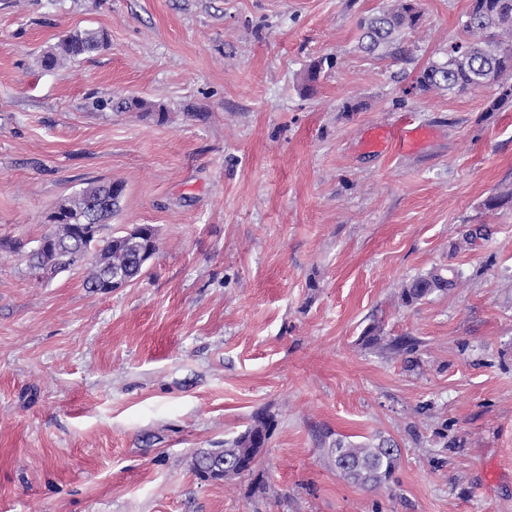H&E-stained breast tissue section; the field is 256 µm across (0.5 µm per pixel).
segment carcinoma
Here are the masks:
<instances>
[{
  "label": "carcinoma",
  "mask_w": 512,
  "mask_h": 512,
  "mask_svg": "<svg viewBox=\"0 0 512 512\" xmlns=\"http://www.w3.org/2000/svg\"><path fill=\"white\" fill-rule=\"evenodd\" d=\"M422 14L418 0H399L392 9L368 18L363 25L365 49L376 51L392 43L408 31L415 30ZM108 43L102 30H75L61 37L56 44L43 52L41 65L55 69L66 62L75 61L103 50ZM336 65V58L323 56L313 60L306 71V81L316 83L321 74ZM497 90L489 111L500 109L512 100V0H471L462 34L450 45L443 61H433L415 76L411 89L430 92L446 89L457 93L479 89ZM118 112H145L165 119V112L139 98H123L113 102ZM122 182H93L56 207L62 215L57 232L71 243L60 252L46 253L35 250L28 254L27 265L31 273L55 271L57 267L70 268L78 261L84 247L91 246L87 260V274L83 282L87 292L105 294L112 291V282L104 279V272L118 270L129 282H135L143 270L129 264L130 254L137 250L157 251L156 237L151 227L140 228L137 236L114 233L105 238L101 230L110 223L120 208L124 195ZM461 281V273L452 268L434 269L409 279L401 289V300L407 306L419 304L438 292ZM418 341L412 336H397L390 348L398 353L412 355ZM273 430V417L260 413L252 423L235 438L224 442V463L233 467L234 474H254L264 454ZM336 471L346 480L361 486L379 485L391 479L399 466L401 449L392 439L382 437L376 443L363 447L342 439L327 449ZM211 454L206 452L197 463L200 476L222 480L232 478L213 471Z\"/></svg>",
  "instance_id": "obj_1"
}]
</instances>
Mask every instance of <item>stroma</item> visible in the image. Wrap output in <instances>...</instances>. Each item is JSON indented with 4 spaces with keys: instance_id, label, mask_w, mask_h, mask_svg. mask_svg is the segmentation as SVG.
<instances>
[{
    "instance_id": "stroma-1",
    "label": "stroma",
    "mask_w": 512,
    "mask_h": 512,
    "mask_svg": "<svg viewBox=\"0 0 512 512\" xmlns=\"http://www.w3.org/2000/svg\"><path fill=\"white\" fill-rule=\"evenodd\" d=\"M394 3L0 0V512H512V103L410 93L470 0H419L400 51L364 52L360 21ZM74 29L107 49L42 67ZM124 97L167 121L95 106ZM378 123L429 134L370 153ZM110 179L103 236L157 231L143 276L92 295L79 265L31 275L51 211ZM474 224L490 237L460 247ZM447 266L459 287L402 306ZM259 412L265 494L201 478ZM380 436L393 481L342 480L327 448ZM458 282H461V273L455 268L434 269L409 279L403 285L400 297L406 306L416 305Z\"/></svg>"
}]
</instances>
